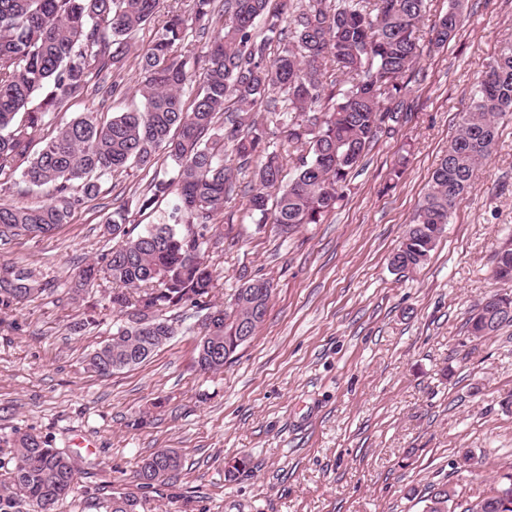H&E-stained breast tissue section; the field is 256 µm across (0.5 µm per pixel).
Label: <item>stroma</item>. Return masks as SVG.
Masks as SVG:
<instances>
[{
	"label": "stroma",
	"instance_id": "stroma-1",
	"mask_svg": "<svg viewBox=\"0 0 512 512\" xmlns=\"http://www.w3.org/2000/svg\"><path fill=\"white\" fill-rule=\"evenodd\" d=\"M510 40L512 0H467L456 38L416 64L406 122L360 160L322 223L257 228L250 179L238 177L216 220L213 301L227 304L253 278L272 294L219 372L196 371V338L182 330L140 365L91 373L83 358L111 340L116 318L72 329L86 310L72 298L77 264L111 248L106 215L166 162L108 177L53 236L0 237V263L49 284L0 309V436L33 431L76 454L78 491L56 512H105L118 492L137 495L140 512H420L432 484L470 501L500 486L512 473V326L475 341L466 321L482 299L512 296V281L492 274L496 245L512 234V119L425 264L401 273L390 258L480 75ZM162 448L181 455L179 479L142 490L135 472ZM468 450L477 468L457 471ZM242 458L248 471L234 472Z\"/></svg>",
	"mask_w": 512,
	"mask_h": 512
}]
</instances>
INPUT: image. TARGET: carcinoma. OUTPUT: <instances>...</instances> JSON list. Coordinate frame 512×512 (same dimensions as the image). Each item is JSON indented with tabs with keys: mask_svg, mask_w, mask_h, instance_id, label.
Here are the masks:
<instances>
[{
	"mask_svg": "<svg viewBox=\"0 0 512 512\" xmlns=\"http://www.w3.org/2000/svg\"><path fill=\"white\" fill-rule=\"evenodd\" d=\"M161 0H0V193L20 185L46 192L48 201L28 206L0 203V236L48 235L71 214L96 199L104 178L131 165L169 162L134 205L123 204L105 220L112 248L75 274L72 292L81 297L104 278L116 288L107 304L89 305L75 324L85 329L104 312H139L137 326L117 333L85 357L100 375L136 366L176 336L175 322L191 317L212 327L199 338L196 365L216 373L253 336L263 321L272 286L265 279L243 284L225 307L211 303L217 272L209 251L221 245L214 218L224 213L234 172L256 183L248 198L258 224L271 222L285 234L317 224L349 190L351 173L382 135L412 110L405 78L423 52L420 28L426 0H192L190 12H167L152 43L136 55L142 105L106 116L96 109L52 123L74 99L106 102L118 90L136 32L152 22ZM430 24L440 48L455 36L450 12ZM224 25L213 30L216 14ZM205 41L185 55L188 31ZM277 49H272V46ZM341 80L325 82L331 66ZM197 85L190 104L185 86ZM266 112L288 127L296 152L293 178L283 183L282 154L270 149L266 130L253 113ZM224 130L214 132L217 115ZM512 115V44L504 47L479 78L459 130L432 173L391 265L400 272L421 266L445 232L448 218L495 150L499 120ZM231 151L236 169L224 165ZM171 208L139 231L136 216L168 198ZM0 306L8 308L39 292L35 271L3 265ZM493 274L512 280V239L494 254ZM479 303L468 320L472 336L496 334L512 316L488 319ZM14 449L9 480L0 485V512H16L24 501L32 512H55L75 494L74 457L32 431L0 437ZM182 469L174 449L142 461L143 488L173 484ZM430 486L420 497L422 512L451 509L458 493ZM140 500L118 493L106 512H139Z\"/></svg>",
	"mask_w": 512,
	"mask_h": 512,
	"instance_id": "cac0c4a2",
	"label": "carcinoma"
}]
</instances>
